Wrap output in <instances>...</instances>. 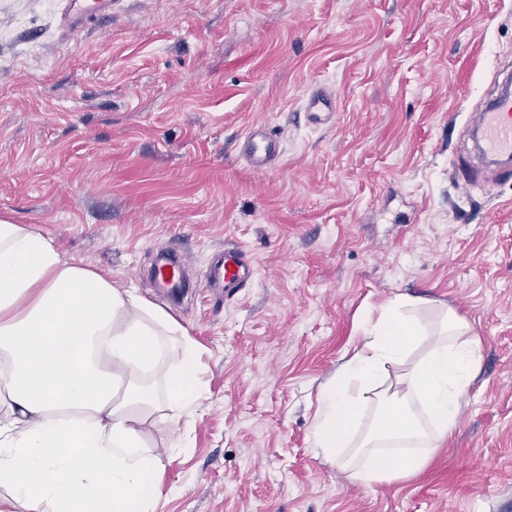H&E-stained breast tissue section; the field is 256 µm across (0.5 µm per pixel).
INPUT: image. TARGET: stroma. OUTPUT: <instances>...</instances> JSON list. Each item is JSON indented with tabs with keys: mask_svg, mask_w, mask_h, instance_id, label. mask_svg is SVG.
<instances>
[{
	"mask_svg": "<svg viewBox=\"0 0 512 512\" xmlns=\"http://www.w3.org/2000/svg\"><path fill=\"white\" fill-rule=\"evenodd\" d=\"M62 0H0V217L134 288L198 348L206 398L158 512H512V180L463 179L469 130L512 77V0H115L76 32ZM336 96L310 126L305 99ZM277 169L240 153L253 123ZM251 284L197 288L224 247ZM186 253L180 299L160 255ZM397 294L472 327L481 372L419 474L364 488L311 446L320 390ZM243 148L251 169L264 174L282 153L281 137L270 125L256 123L246 130Z\"/></svg>",
	"mask_w": 512,
	"mask_h": 512,
	"instance_id": "35a3bbf8",
	"label": "stroma"
}]
</instances>
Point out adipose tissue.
<instances>
[{"instance_id":"ef3b65f1","label":"adipose tissue","mask_w":512,"mask_h":512,"mask_svg":"<svg viewBox=\"0 0 512 512\" xmlns=\"http://www.w3.org/2000/svg\"><path fill=\"white\" fill-rule=\"evenodd\" d=\"M426 305L398 294L367 314L360 346L321 389L313 446L326 458L376 407L354 455L363 484L423 470L479 374L471 326L448 309L431 327ZM203 397L196 347L163 308L0 218V512H157L165 464L147 429L161 408L180 424Z\"/></svg>"}]
</instances>
